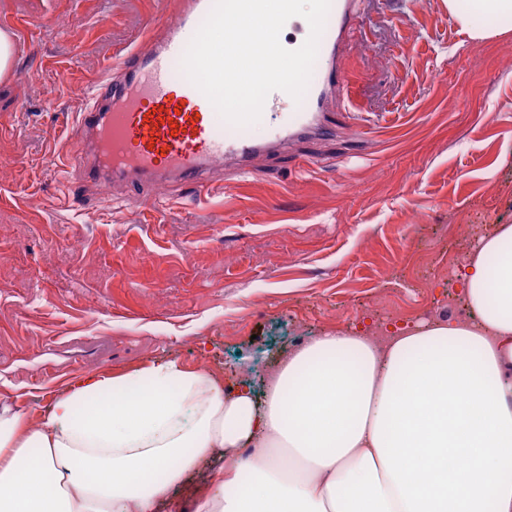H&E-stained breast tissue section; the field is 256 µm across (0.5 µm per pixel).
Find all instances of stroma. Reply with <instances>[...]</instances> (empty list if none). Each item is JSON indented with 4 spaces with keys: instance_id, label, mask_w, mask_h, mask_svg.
Listing matches in <instances>:
<instances>
[{
    "instance_id": "stroma-1",
    "label": "stroma",
    "mask_w": 512,
    "mask_h": 512,
    "mask_svg": "<svg viewBox=\"0 0 512 512\" xmlns=\"http://www.w3.org/2000/svg\"><path fill=\"white\" fill-rule=\"evenodd\" d=\"M177 2L0 0L17 45L0 82V406L32 427L90 372L174 359L260 397L321 332L468 319L460 267L512 224V29L470 39L446 0H363L348 116L200 198L46 165L86 85ZM223 463L202 462L160 512L190 507Z\"/></svg>"
}]
</instances>
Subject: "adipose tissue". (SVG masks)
<instances>
[{"label":"adipose tissue","mask_w":512,"mask_h":512,"mask_svg":"<svg viewBox=\"0 0 512 512\" xmlns=\"http://www.w3.org/2000/svg\"><path fill=\"white\" fill-rule=\"evenodd\" d=\"M469 321L328 330L292 352L263 404L177 361L72 381L42 428L0 410V512H158L216 450L192 512H512V225L462 272Z\"/></svg>","instance_id":"1"}]
</instances>
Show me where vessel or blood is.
I'll use <instances>...</instances> for the list:
<instances>
[{
    "instance_id": "vessel-or-blood-1",
    "label": "vessel or blood",
    "mask_w": 512,
    "mask_h": 512,
    "mask_svg": "<svg viewBox=\"0 0 512 512\" xmlns=\"http://www.w3.org/2000/svg\"><path fill=\"white\" fill-rule=\"evenodd\" d=\"M359 2L331 0L318 47L320 80L286 114L283 138L319 130L328 93L343 91L345 79L335 61L345 35L362 22ZM213 4L182 0L176 20L152 17L143 40L111 59L87 90V103L70 129V158L87 185L122 182L147 190L177 182L200 193L212 170L223 165L240 176L251 174L252 160L266 144L226 122L182 68L184 53Z\"/></svg>"
}]
</instances>
